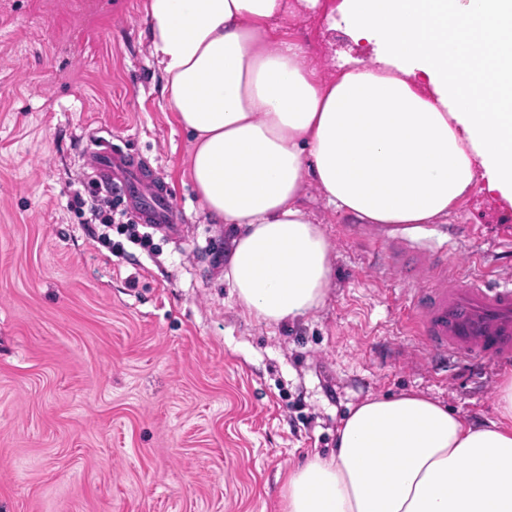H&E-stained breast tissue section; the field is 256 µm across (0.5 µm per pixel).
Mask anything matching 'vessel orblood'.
Here are the masks:
<instances>
[{
  "label": "vessel or blood",
  "mask_w": 512,
  "mask_h": 512,
  "mask_svg": "<svg viewBox=\"0 0 512 512\" xmlns=\"http://www.w3.org/2000/svg\"><path fill=\"white\" fill-rule=\"evenodd\" d=\"M135 162L99 142L93 170L97 179L111 182L120 193H132ZM141 209L147 219L169 228L179 217L164 195ZM385 242L395 248V269L423 272L401 307V324L419 336L426 352L439 357L468 355L500 363L512 361V276L492 279L467 272L464 264L448 260L450 244L406 235L403 225H390Z\"/></svg>",
  "instance_id": "vessel-or-blood-1"
}]
</instances>
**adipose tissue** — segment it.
Wrapping results in <instances>:
<instances>
[{
  "label": "adipose tissue",
  "instance_id": "ef3b65f1",
  "mask_svg": "<svg viewBox=\"0 0 512 512\" xmlns=\"http://www.w3.org/2000/svg\"><path fill=\"white\" fill-rule=\"evenodd\" d=\"M325 8L379 42L375 63L322 73L286 33L288 0L144 5L191 181L208 216L236 229L224 278L268 323L329 295L332 243L303 208L308 186L362 224L446 219L480 171L512 203V0ZM496 409L470 424L413 391L366 400L335 453L288 473L282 512H512V376Z\"/></svg>",
  "mask_w": 512,
  "mask_h": 512
}]
</instances>
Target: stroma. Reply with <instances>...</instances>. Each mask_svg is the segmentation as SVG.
<instances>
[{
	"mask_svg": "<svg viewBox=\"0 0 512 512\" xmlns=\"http://www.w3.org/2000/svg\"><path fill=\"white\" fill-rule=\"evenodd\" d=\"M143 3L0 0V512H281L287 473L333 451L367 398L414 391L496 419L512 364L422 353L397 324L404 285L379 231L318 195L306 205L333 245L325 305L281 324L242 313L224 279L230 232L195 193ZM288 34L330 66L376 53L318 8ZM102 137L181 217L170 233L112 197L123 258L71 204ZM453 232L452 260L512 274L497 246L512 206L485 181L409 234Z\"/></svg>",
	"mask_w": 512,
	"mask_h": 512,
	"instance_id": "stroma-1",
	"label": "stroma"
}]
</instances>
